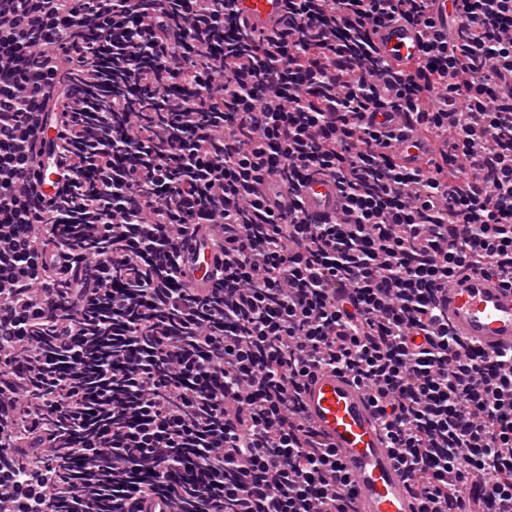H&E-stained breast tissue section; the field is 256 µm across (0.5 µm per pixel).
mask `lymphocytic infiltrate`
I'll return each instance as SVG.
<instances>
[{
	"label": "lymphocytic infiltrate",
	"mask_w": 512,
	"mask_h": 512,
	"mask_svg": "<svg viewBox=\"0 0 512 512\" xmlns=\"http://www.w3.org/2000/svg\"><path fill=\"white\" fill-rule=\"evenodd\" d=\"M428 2L285 0L258 35L235 0H0L7 512H355L303 416L318 365L368 388L419 512H512V354L442 294L512 285V0H449L448 40ZM393 16L426 32L397 70ZM395 112L439 159L389 155ZM205 230L223 262L184 287ZM304 198L309 213L315 218L325 220L337 215L341 202L333 181L314 177L304 188Z\"/></svg>",
	"instance_id": "1"
}]
</instances>
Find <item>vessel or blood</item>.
Listing matches in <instances>:
<instances>
[{"label": "vessel or blood", "mask_w": 512, "mask_h": 512, "mask_svg": "<svg viewBox=\"0 0 512 512\" xmlns=\"http://www.w3.org/2000/svg\"><path fill=\"white\" fill-rule=\"evenodd\" d=\"M238 16L255 33L277 24L284 0H236ZM380 53L394 63L416 60L423 38L418 27L402 20L377 26ZM390 152L407 166L418 165L432 146L410 134L392 142ZM309 213L325 220L337 215L341 202L333 181L311 179L304 189ZM183 281L205 288L215 265L205 238L188 241ZM448 322L454 333L495 354L512 347V287L475 271L463 272L447 288ZM304 416L320 439L339 453L343 474L357 492L356 512H418L389 441L377 419L368 391L347 374L327 367L313 369L303 394Z\"/></svg>", "instance_id": "1"}]
</instances>
